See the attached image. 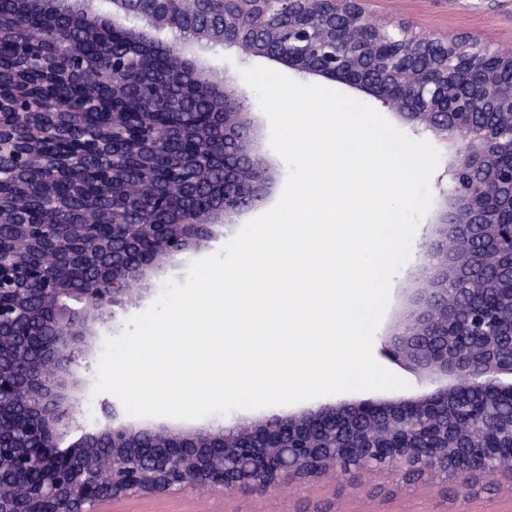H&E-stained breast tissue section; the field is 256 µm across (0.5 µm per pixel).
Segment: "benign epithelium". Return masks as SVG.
<instances>
[{"label":"benign epithelium","instance_id":"1","mask_svg":"<svg viewBox=\"0 0 512 512\" xmlns=\"http://www.w3.org/2000/svg\"><path fill=\"white\" fill-rule=\"evenodd\" d=\"M112 27L148 40L169 28L162 18L194 21L224 33V46L278 61L299 73L362 90L434 135L448 150V189L436 212L425 272L431 288L405 295L382 355L445 386L426 396L326 404L251 424L105 423L86 430L79 361L95 355L88 337L113 308L144 297L140 285L180 254L214 238V226L238 224L272 193L264 144L242 94L224 87V204L167 225L146 256H135L149 224L112 219V265L78 290L62 263L20 253L47 242L44 225L26 224L9 249L0 244V512H85L129 491L261 490L336 469L374 467L405 484L425 474L477 481L512 478L501 451L512 450V53L476 39L417 38L367 20L350 0H116ZM141 64L105 75L135 86ZM112 113V167L127 148L157 150L175 136L137 129ZM31 112L0 102V157H14ZM147 210L167 207L164 184L131 187ZM29 286L49 308V328L17 299Z\"/></svg>","mask_w":512,"mask_h":512}]
</instances>
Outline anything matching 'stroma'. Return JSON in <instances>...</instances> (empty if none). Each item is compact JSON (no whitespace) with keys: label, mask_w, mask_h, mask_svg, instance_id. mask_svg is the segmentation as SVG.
<instances>
[{"label":"stroma","mask_w":512,"mask_h":512,"mask_svg":"<svg viewBox=\"0 0 512 512\" xmlns=\"http://www.w3.org/2000/svg\"><path fill=\"white\" fill-rule=\"evenodd\" d=\"M365 16L390 28L404 27L420 37L459 36L480 40L491 48L512 51V0H357ZM198 65L217 78L237 81L247 109L263 139H270V124L254 92L242 81L243 69L252 66L274 68L275 63L248 57L236 49L214 45L196 53ZM431 214H424L413 235L408 259L391 279L389 300L381 324L373 334L372 350L380 352L383 336L399 306V291L415 285L432 236ZM239 225L217 227L214 239L199 250L180 255L171 267L153 278L149 293L138 303L119 308L108 323L98 326L97 346L119 335L128 321L147 311L170 283H184L193 262L218 252L239 232ZM78 372L88 384L82 413L87 430L97 429L104 420L102 405L114 401L109 392L93 393L98 379L97 361L81 362ZM490 487H459L446 494L445 478L407 485L372 468L320 479L303 480L266 491L212 490L202 494L174 489L155 497L127 494L116 501L90 505L88 512H512V479L497 475Z\"/></svg>","instance_id":"35a3bbf8"}]
</instances>
